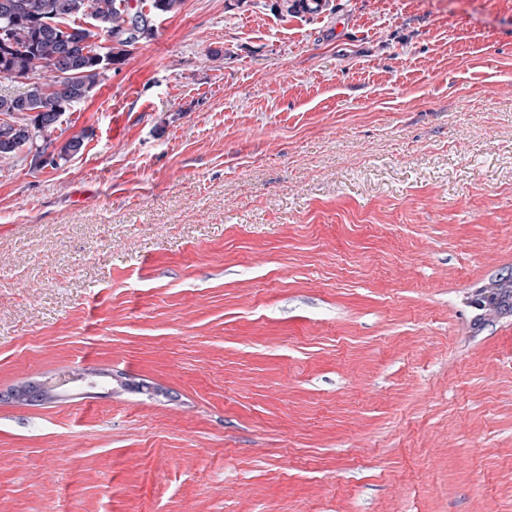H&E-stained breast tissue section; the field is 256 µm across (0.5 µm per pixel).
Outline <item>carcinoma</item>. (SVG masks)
I'll use <instances>...</instances> for the list:
<instances>
[{
	"label": "carcinoma",
	"instance_id": "obj_1",
	"mask_svg": "<svg viewBox=\"0 0 512 512\" xmlns=\"http://www.w3.org/2000/svg\"><path fill=\"white\" fill-rule=\"evenodd\" d=\"M182 0H0V77H21L26 91L0 95V114L34 112L27 122L0 123V158L25 150L38 157L48 150L60 161L78 155L84 138L73 136L56 144L52 135L63 108L89 98L105 75L95 33L75 24L91 20L101 33H120L147 13L171 15ZM328 0H276L274 9L285 15L319 14ZM138 39L112 51V68L125 63L136 46L155 38L156 32L137 28ZM478 310L512 313V278L480 290L473 300Z\"/></svg>",
	"mask_w": 512,
	"mask_h": 512
}]
</instances>
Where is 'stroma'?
Listing matches in <instances>:
<instances>
[{
	"label": "stroma",
	"mask_w": 512,
	"mask_h": 512,
	"mask_svg": "<svg viewBox=\"0 0 512 512\" xmlns=\"http://www.w3.org/2000/svg\"><path fill=\"white\" fill-rule=\"evenodd\" d=\"M274 2L0 161V512H512V0ZM94 371L165 395L10 397ZM328 0H276L274 9L285 15L319 14L326 10ZM473 300L478 310L512 313V278L501 279L493 288L481 289Z\"/></svg>",
	"instance_id": "obj_1"
}]
</instances>
